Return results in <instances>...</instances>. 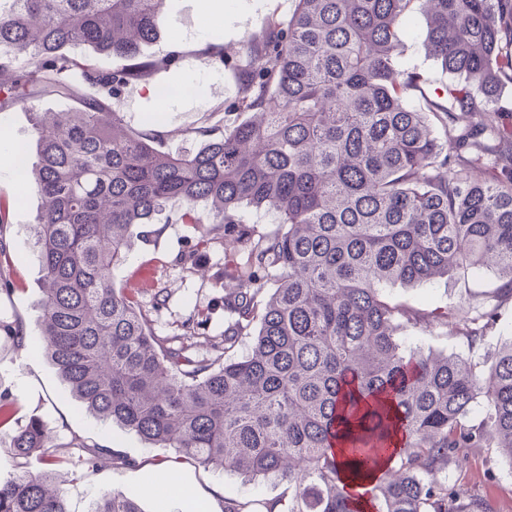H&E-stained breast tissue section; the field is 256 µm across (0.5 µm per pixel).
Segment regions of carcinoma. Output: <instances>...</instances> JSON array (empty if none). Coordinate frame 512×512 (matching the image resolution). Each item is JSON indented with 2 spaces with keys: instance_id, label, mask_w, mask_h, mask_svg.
I'll use <instances>...</instances> for the list:
<instances>
[{
  "instance_id": "1",
  "label": "carcinoma",
  "mask_w": 512,
  "mask_h": 512,
  "mask_svg": "<svg viewBox=\"0 0 512 512\" xmlns=\"http://www.w3.org/2000/svg\"><path fill=\"white\" fill-rule=\"evenodd\" d=\"M165 0H0V107L30 108L37 162L23 180L41 199L39 351L97 421L133 431L188 461L251 481H284L266 512H355L349 484L377 512H487L440 474L471 448L512 463V337L491 346V308L456 334L480 362L424 351L408 328L456 324L446 310L392 304L411 287L490 267L512 298V0H424V44L443 71L448 106L408 104L426 78L400 68V30L414 0H294L247 40L233 111L246 118L163 151L125 127L113 100L172 70L146 56ZM198 56L227 65L210 44ZM79 107L40 112L43 96ZM481 119L458 124L473 113ZM496 141L491 146L488 140ZM272 212L270 229L243 220ZM204 224L195 252L231 242L244 266L224 275L229 320L218 335L197 312L156 335L134 295L112 279L134 230ZM252 337L248 353L233 350ZM24 458L47 447L46 424L0 428ZM381 448L376 478L364 455ZM52 472L0 480V512H68ZM90 512H143L117 491Z\"/></svg>"
}]
</instances>
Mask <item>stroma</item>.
Listing matches in <instances>:
<instances>
[{
	"label": "stroma",
	"mask_w": 512,
	"mask_h": 512,
	"mask_svg": "<svg viewBox=\"0 0 512 512\" xmlns=\"http://www.w3.org/2000/svg\"><path fill=\"white\" fill-rule=\"evenodd\" d=\"M294 8V0H228L224 14L211 11L209 0H165L163 23L158 39L145 47L148 55L182 52L177 67L158 80L142 86L135 96H121L117 103L134 129L160 134L170 151L186 147L184 133L206 126L222 131L229 116L216 111V103L235 102L238 75L232 65L245 53L248 33L259 30L271 15L285 19ZM424 19L419 8H412L406 19L402 39L406 50L404 68L423 73L427 82L425 96L447 104L446 85L456 75L443 72L426 53L423 45ZM224 47L230 64L224 68L206 65L196 54L206 43ZM196 89L197 105L187 111L185 102L175 101V89ZM0 197L12 201L7 224L0 226V246L12 261L5 274L11 282L9 294H0V399L14 401L20 421L37 417L54 434L51 457H32L28 463L15 459L7 432H0V477L27 469L37 473L53 470L62 488L69 512H89L93 500L105 490L125 493L137 499L144 512H191V503L223 512L224 503L233 499L252 502L254 512H262L266 503L285 500L292 491L287 484L272 480L248 481L239 475L212 466L193 463L180 465L178 480L187 496L176 500L168 493L148 494L144 487L160 472L168 448L149 445L137 434L118 426L96 422L82 404L69 396L56 368L31 345L39 333L40 261L33 246L29 226L40 208L37 194L19 183L9 166H0ZM202 231L196 224H163L150 243H136L125 260L113 271L115 282L129 286L140 280L136 297L147 311L157 335L171 334L180 322L196 311L210 312L215 331L224 329V244H213L201 252L194 268L181 258L191 250ZM499 278L495 271L480 270L460 276L449 275L413 287L388 286L383 290L389 301L424 312L455 310L466 317L473 310L496 308L498 332L512 331V301L497 294ZM164 292L167 300L155 307V292ZM22 326L27 345L17 346L5 331V325ZM105 448L109 457L98 463L86 461L71 440ZM449 484L484 497L490 512H512V462L495 448H478L468 454L463 466H449Z\"/></svg>",
	"instance_id": "stroma-1"
}]
</instances>
